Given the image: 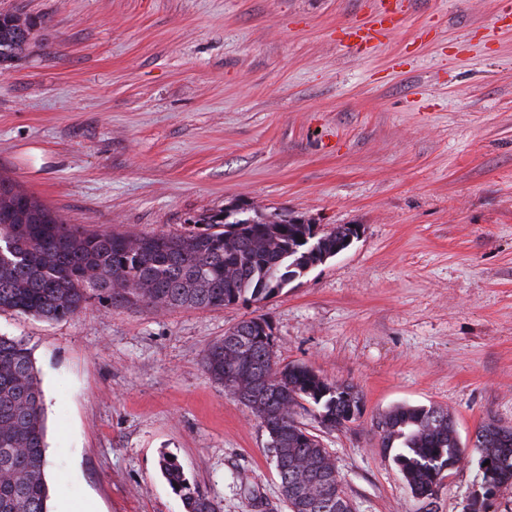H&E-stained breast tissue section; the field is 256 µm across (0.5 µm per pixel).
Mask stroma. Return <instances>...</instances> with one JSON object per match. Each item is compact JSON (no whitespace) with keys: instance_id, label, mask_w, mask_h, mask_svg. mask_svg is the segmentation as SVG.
<instances>
[{"instance_id":"obj_1","label":"stroma","mask_w":512,"mask_h":512,"mask_svg":"<svg viewBox=\"0 0 512 512\" xmlns=\"http://www.w3.org/2000/svg\"><path fill=\"white\" fill-rule=\"evenodd\" d=\"M402 27L341 41L377 0H0L36 21L0 69V175L92 233L179 235L238 203L360 235L275 296L221 308L0 312L33 349L51 505L184 512L175 455L218 512H288L268 435L202 357L265 319L280 365L353 385L358 419L308 402L353 512H422L381 446L400 405L453 416L463 445L512 427V22L500 0H406ZM436 512H512L476 463Z\"/></svg>"}]
</instances>
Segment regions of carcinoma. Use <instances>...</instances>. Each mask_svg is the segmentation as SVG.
<instances>
[{
	"label": "carcinoma",
	"instance_id": "obj_1",
	"mask_svg": "<svg viewBox=\"0 0 512 512\" xmlns=\"http://www.w3.org/2000/svg\"><path fill=\"white\" fill-rule=\"evenodd\" d=\"M36 23L19 12L0 14V68H8L29 46ZM0 310L41 320L76 315L97 303L116 306L161 305L192 310L261 301L302 276L314 251L334 246L331 233L311 236L310 227L286 224V215H264L253 209L220 212L203 219L207 228L184 235L137 237L90 234L66 224L33 196L30 206H16L17 185L0 178ZM52 224L51 234L19 241L11 224ZM100 268L105 276L92 279ZM255 319L234 326V335L211 344L204 355L210 377L236 394L245 379L249 402L266 425L268 448H279L273 462L281 486L291 485L320 470H331L329 452L293 417L307 401L320 420L340 425L351 405L361 402L351 385L320 384L306 365L280 366L270 336L253 335ZM244 346V354L233 348ZM448 412L422 406H398L389 412L382 447L399 445L395 461L413 495H436L447 465L463 460L455 424L439 422ZM477 463L489 462L490 481L498 487L512 481V428L493 421L475 436ZM24 452L19 453L17 449ZM46 443L43 393L32 349L15 337L0 336V512H50L45 480ZM159 469L183 502L185 512H216L214 501L184 474L177 458L162 455ZM289 512H352L340 478L332 481L313 508L294 501Z\"/></svg>",
	"mask_w": 512,
	"mask_h": 512
}]
</instances>
